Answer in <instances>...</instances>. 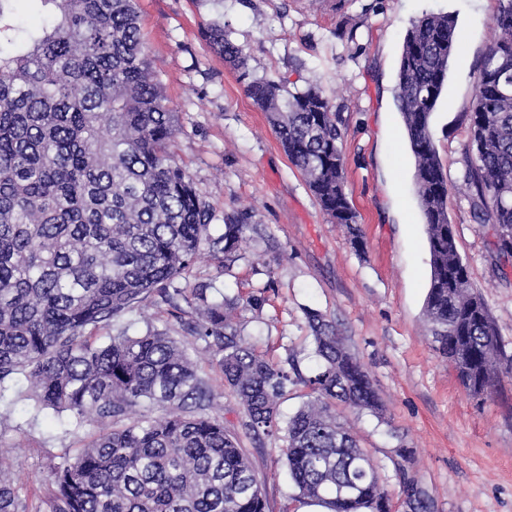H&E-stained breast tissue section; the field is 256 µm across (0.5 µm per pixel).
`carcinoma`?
I'll use <instances>...</instances> for the list:
<instances>
[{
    "mask_svg": "<svg viewBox=\"0 0 512 512\" xmlns=\"http://www.w3.org/2000/svg\"><path fill=\"white\" fill-rule=\"evenodd\" d=\"M0 0V402L13 392L34 415L74 426L112 425L51 468L45 512H267L264 480L207 413L216 389L242 405L246 433L279 436L288 475L306 503L328 512H390L381 466L336 406L384 419V405L336 324L307 313L318 369L303 376L246 341L238 302L176 285L204 245L235 261L253 229L244 210L210 208L172 151L178 119L154 74L135 0H41L47 20L19 28ZM268 114L291 163L331 222L361 244L345 191L344 129L317 85L295 91L255 77L222 26L204 32ZM458 47L454 19L418 17L406 34L396 101L415 159L431 279L424 315L439 357L480 399L512 380L497 328L470 281L448 218V184L430 119ZM469 203L512 257V0H498L470 116ZM160 298L195 303L189 335L211 352L199 372L166 329L128 334L123 319ZM23 376L26 390L15 388ZM310 400L280 425L288 386ZM165 411L140 414L146 406ZM0 512H29L0 452Z\"/></svg>",
    "mask_w": 512,
    "mask_h": 512,
    "instance_id": "cac0c4a2",
    "label": "carcinoma"
}]
</instances>
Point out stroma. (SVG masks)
<instances>
[{
  "mask_svg": "<svg viewBox=\"0 0 512 512\" xmlns=\"http://www.w3.org/2000/svg\"><path fill=\"white\" fill-rule=\"evenodd\" d=\"M152 67L178 116L173 150L215 216L246 210L260 237L241 259L205 251L185 285L211 297L263 294L241 306L244 335L279 364L303 374L317 364L306 314L335 321L365 365L387 408L386 420L344 409L362 448L382 467L393 512H412L393 463L409 448L406 469L425 491L427 512H512V384L470 397L427 334L423 306L430 265L426 226L414 186V160L395 98L402 46L413 20L451 16L458 49L451 57L431 133L448 183V217L472 282L485 297L506 358H512V260L492 251L491 230L467 202L465 174L477 68L493 37L497 0H137ZM213 25L246 48L254 76L288 88L317 84L330 94L345 127L346 190L363 237L329 221L291 163L265 112L246 95L238 73L204 38ZM352 39H345V32ZM211 413L238 434L264 478L268 512H300L280 441L244 435L243 410L231 393ZM23 426L16 434L15 426ZM0 431L23 496L53 492L49 471L62 454L98 433L38 417L23 404H0Z\"/></svg>",
  "mask_w": 512,
  "mask_h": 512,
  "instance_id": "1",
  "label": "stroma"
}]
</instances>
